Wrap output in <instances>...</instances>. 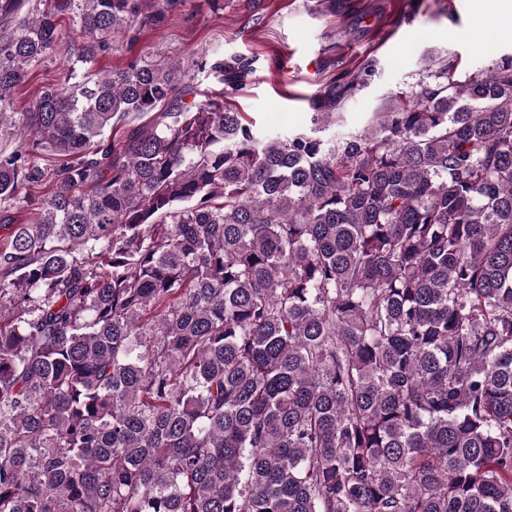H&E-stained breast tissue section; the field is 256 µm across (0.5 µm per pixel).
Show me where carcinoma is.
I'll return each instance as SVG.
<instances>
[{"label": "carcinoma", "instance_id": "obj_1", "mask_svg": "<svg viewBox=\"0 0 512 512\" xmlns=\"http://www.w3.org/2000/svg\"><path fill=\"white\" fill-rule=\"evenodd\" d=\"M31 3L0 0V512H512V56L323 137L369 62L263 137L241 55L77 77L182 0ZM73 52L72 43L65 40L55 51L30 67L24 82L14 94L11 112H26L45 85L62 82L65 76L62 62L69 55L73 56Z\"/></svg>", "mask_w": 512, "mask_h": 512}]
</instances>
